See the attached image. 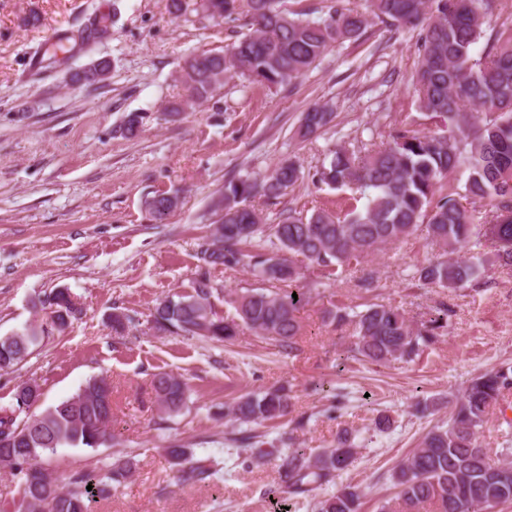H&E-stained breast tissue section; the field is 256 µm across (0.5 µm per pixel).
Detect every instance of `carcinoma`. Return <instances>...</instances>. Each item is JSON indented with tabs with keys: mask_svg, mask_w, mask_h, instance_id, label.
Wrapping results in <instances>:
<instances>
[{
	"mask_svg": "<svg viewBox=\"0 0 512 512\" xmlns=\"http://www.w3.org/2000/svg\"><path fill=\"white\" fill-rule=\"evenodd\" d=\"M206 16L240 22L247 33L224 52L188 56L180 80L191 101H207L228 77L243 78L269 89L303 76L334 44L357 42L375 24L419 29L420 59L413 96L420 113L432 125L422 132L398 130L382 147L362 152L346 145L329 150L313 178L330 189H356L366 198L340 217L319 209L309 215L291 209L267 224L252 199L278 200L304 178L298 162L280 159L267 173L239 176L224 182L213 202L217 216L212 233L201 238V265L187 293L167 296L155 304L152 328L186 333L207 341L236 340L247 328L290 352L298 350V313L312 289L295 259L300 257L328 272L359 265L368 256L402 242L426 225L443 258L418 270L419 280L438 288L476 286L481 266L452 254L474 242L482 232L456 193L436 197L440 180L466 165L465 196L486 200L492 219L484 234L495 248L499 266L512 269V30L503 32L475 59L471 49L483 36L495 0H366L363 10L343 0L331 5L318 21L294 17L280 0H201ZM109 64L100 61L83 72V81L103 80ZM331 113L316 104L303 113L298 136L306 139L327 126ZM179 205L175 194L156 192L145 208L161 223ZM243 264L253 276L272 287L248 288L227 299L234 313L219 314L215 302L224 290L211 270ZM40 322L0 336V372L18 369L34 351L63 332L75 319L72 294L55 289L38 299ZM338 328L352 327L353 357L374 363L409 362L434 345L448 326V306L434 307L429 316L412 323L399 309L370 303L357 312L345 305L325 311ZM158 410L167 418L181 414L188 389L173 373L153 374ZM512 393V364L505 363L471 379L451 402L448 424L433 427L391 478L397 493L379 512H495L512 503V453L482 446L478 430L499 402ZM39 386L15 387L12 402L0 406V464L7 466L19 488L16 512H92L96 498L118 491L131 477L135 460L117 454L93 469H76L68 488L57 484L44 466L60 448L97 450L106 442L119 445L112 430V389L104 378H91L73 396L32 412L30 400H40ZM288 387L250 392L225 407L224 418L239 429L242 444L260 443L255 428L290 414ZM358 444L347 434L336 446L313 452L297 442L276 449L279 487L295 494L335 490L315 503L317 512H358L361 492L337 479L354 462ZM180 481L201 483L218 471L193 460L183 445L167 448ZM92 490H87V486Z\"/></svg>",
	"mask_w": 512,
	"mask_h": 512,
	"instance_id": "carcinoma-1",
	"label": "carcinoma"
}]
</instances>
